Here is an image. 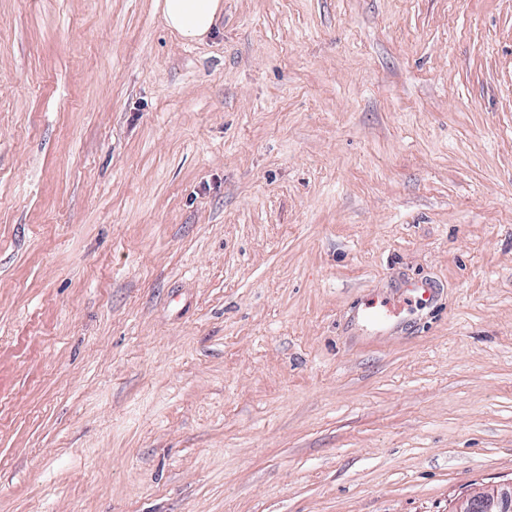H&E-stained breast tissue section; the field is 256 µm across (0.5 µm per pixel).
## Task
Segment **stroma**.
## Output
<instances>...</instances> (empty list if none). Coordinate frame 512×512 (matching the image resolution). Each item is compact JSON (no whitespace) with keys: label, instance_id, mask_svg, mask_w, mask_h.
<instances>
[{"label":"stroma","instance_id":"obj_1","mask_svg":"<svg viewBox=\"0 0 512 512\" xmlns=\"http://www.w3.org/2000/svg\"><path fill=\"white\" fill-rule=\"evenodd\" d=\"M158 2L0 0V512L512 487V0ZM160 5L167 25L188 41L205 35L222 8L220 0H163ZM436 288L428 282H414L407 285L399 297L385 298L379 302L364 304L359 309V317L362 323L373 328H384L398 317V306L402 295L407 293L413 298L432 305L436 301Z\"/></svg>","mask_w":512,"mask_h":512}]
</instances>
